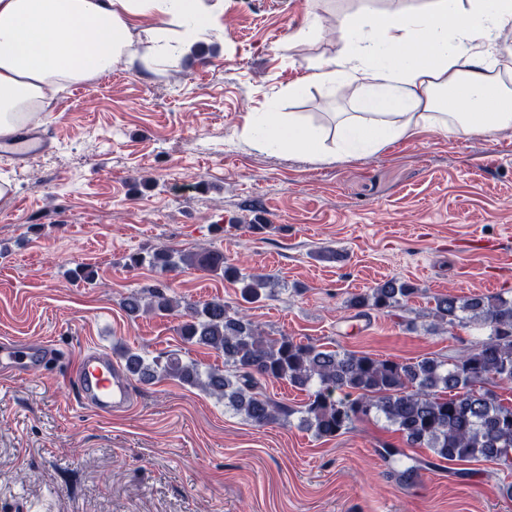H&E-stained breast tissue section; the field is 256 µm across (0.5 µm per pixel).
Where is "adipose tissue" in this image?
<instances>
[{
    "instance_id": "ef3b65f1",
    "label": "adipose tissue",
    "mask_w": 512,
    "mask_h": 512,
    "mask_svg": "<svg viewBox=\"0 0 512 512\" xmlns=\"http://www.w3.org/2000/svg\"><path fill=\"white\" fill-rule=\"evenodd\" d=\"M224 0H0V139L12 136L58 87L111 71L131 56L130 29L158 18L151 58L221 33ZM344 54L320 62L311 80L360 93L354 112L323 124L303 113L255 112L257 148L318 160L369 155L424 129L457 138L512 128V0H428L420 9L370 7L343 16ZM454 91V111L441 90Z\"/></svg>"
}]
</instances>
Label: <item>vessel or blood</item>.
Returning a JSON list of instances; mask_svg holds the SVG:
<instances>
[{
  "label": "vessel or blood",
  "mask_w": 512,
  "mask_h": 512,
  "mask_svg": "<svg viewBox=\"0 0 512 512\" xmlns=\"http://www.w3.org/2000/svg\"><path fill=\"white\" fill-rule=\"evenodd\" d=\"M48 145L43 131L20 129L9 146L0 145V154L26 159L41 153ZM60 354L43 340H0V372L21 375L36 365L58 360ZM70 378L78 402L103 416L123 413L135 405L128 377L108 354L87 350L70 367Z\"/></svg>",
  "instance_id": "obj_1"
}]
</instances>
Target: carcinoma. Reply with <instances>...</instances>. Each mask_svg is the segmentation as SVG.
Masks as SVG:
<instances>
[{
  "instance_id": "cac0c4a2",
  "label": "carcinoma",
  "mask_w": 512,
  "mask_h": 512,
  "mask_svg": "<svg viewBox=\"0 0 512 512\" xmlns=\"http://www.w3.org/2000/svg\"><path fill=\"white\" fill-rule=\"evenodd\" d=\"M149 263L163 271L190 266L220 274L239 285L242 299L255 303L270 284L259 273L243 274L219 249L175 255L160 249L147 257L128 255V266ZM416 293L405 282L388 280L370 293L355 295L347 306L365 315L389 313ZM126 311L173 312L183 309V340L210 347L224 355V370L203 371L176 353L146 360L129 349L122 352L124 368L143 381L175 379L229 400L233 408L257 426L283 424L300 413L319 437H336L371 417H384L396 427L409 448L425 447L450 462L483 459L512 467V404L506 405L492 387L512 382V297L451 294L436 298L430 315L436 327L487 329L485 339L451 361L425 357L415 362L373 357L352 351L327 350L286 336L272 337L224 301L180 306L158 284L147 294L130 293ZM261 379L285 380L308 391L301 409L268 399L258 392ZM346 396L336 398V391Z\"/></svg>"
}]
</instances>
